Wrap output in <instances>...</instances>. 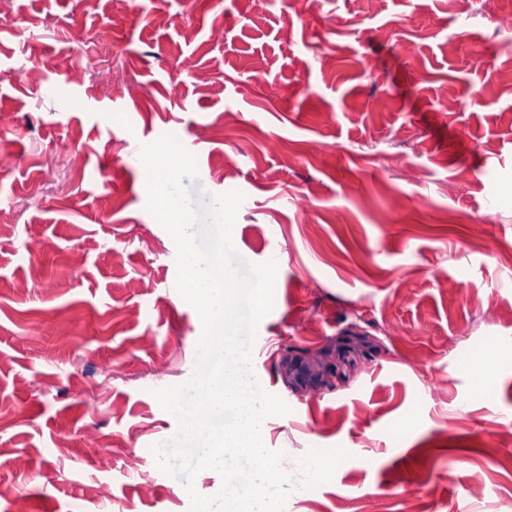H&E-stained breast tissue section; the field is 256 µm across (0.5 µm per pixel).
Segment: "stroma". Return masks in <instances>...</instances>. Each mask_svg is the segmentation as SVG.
Instances as JSON below:
<instances>
[{
    "label": "stroma",
    "instance_id": "obj_1",
    "mask_svg": "<svg viewBox=\"0 0 512 512\" xmlns=\"http://www.w3.org/2000/svg\"><path fill=\"white\" fill-rule=\"evenodd\" d=\"M135 3L0 19V512H189L151 452L178 430L154 392L192 377L202 333L146 209L138 148L165 134L192 146L193 193L244 194L236 252L277 264L258 327L275 347L253 364L290 412L265 445L292 473L312 448L350 454L284 512H512V0ZM116 60L138 93L101 92Z\"/></svg>",
    "mask_w": 512,
    "mask_h": 512
}]
</instances>
